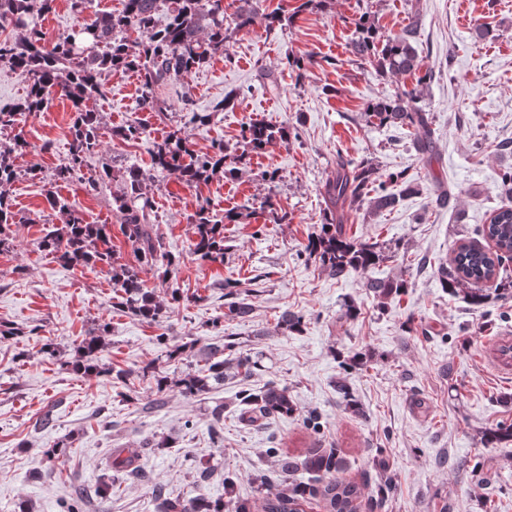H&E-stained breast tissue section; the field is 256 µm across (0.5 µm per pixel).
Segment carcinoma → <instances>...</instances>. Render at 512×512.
<instances>
[{"label":"carcinoma","instance_id":"carcinoma-1","mask_svg":"<svg viewBox=\"0 0 512 512\" xmlns=\"http://www.w3.org/2000/svg\"><path fill=\"white\" fill-rule=\"evenodd\" d=\"M163 0H122V9L112 13L96 14L79 29L62 34L52 43H45L40 31L27 20L31 14V0H0V64L24 72L30 81L28 98L17 111H0V130L11 128L24 112H39L48 107L57 95L72 104L74 120L71 150L67 163L56 169L48 183L46 199L52 209L64 212L68 219L54 227L43 240L50 253L70 266L100 267L112 272L115 305L146 321H160L165 307L153 292L144 288L142 273L147 268L176 267L174 255L165 249L160 236L150 224L151 200L149 190L133 170L126 177L127 192L117 205L119 229L130 246L135 263H121L112 248L111 229L107 224H88L69 202L57 196L53 184L70 181L81 171L87 160L99 152L97 115L86 109V102L103 93L101 76L107 68H127L137 71L142 80L141 105L151 112L166 109L165 102L155 96V88L173 81L206 62L212 52L224 49V0H174L169 21L161 28L155 16ZM236 20L241 26L254 22L253 0H238ZM359 35L350 45V54L362 64H370L385 76L414 74L421 70L422 58L418 52L421 22L412 18L397 37H378L373 21L363 17L357 21ZM134 27L140 37L130 40L125 36ZM430 70L417 80V86L385 99L371 100L365 113L389 126L405 127L413 135V147L432 163L433 129L429 113L418 106ZM242 139L251 150H261L273 141L286 145L298 139V133L289 126L275 127L251 124L244 128ZM155 167L173 171L187 184H197L212 172L224 167V147L199 157H192L189 140L182 128L174 129L169 140L157 147L153 155ZM405 181L404 174L392 172L382 176L368 161L355 162L340 159L336 174L324 184L326 209L321 232L308 239L305 252L314 258L323 270L342 277L349 272L365 274L381 262L394 258L397 252L378 240H358L343 231L344 213L337 205L346 200L362 203L370 198L371 209L377 212L394 210L401 195L389 185ZM18 213L10 200L0 194V247L7 243L5 232L19 223ZM195 238L192 252L206 263H224V217L214 213L206 204H200L193 215ZM480 236L493 244L487 248L476 240L460 238L455 241L450 261L437 262V276L441 288L455 295L464 286H470L466 295L469 305L478 309L487 301L483 285L490 283L497 294L512 295V277L506 273V263L512 261V207L495 208L482 225ZM241 284L224 281V306L228 313L245 319L252 312L248 299L241 296ZM365 287L381 300L405 293L409 283L403 278L380 279L369 277ZM302 316L285 310L276 322L281 332L298 333ZM238 343L230 336L220 344H210L202 363L187 374L180 386L186 396H202L224 384V380L247 381L258 369L257 362L247 353L234 358L225 352L234 351ZM81 363L77 370L99 376L125 379L127 372L95 363L103 350L99 336L84 338L79 346ZM239 417L256 426H263L276 417L293 413L294 405L288 388L270 382L260 389L242 388L235 397ZM210 436L217 446H224V405L214 411ZM268 452L277 459L279 471L287 475L300 469L314 476V481H295L281 492L267 495L261 504L262 512H305V506L317 501L323 512H361V485L338 477L345 460L335 448H316L299 459L289 456L281 448ZM380 475L379 507L393 489L388 463L376 459ZM112 474L106 475L94 490V495L105 501L115 496L129 473L140 472L129 456L118 451L112 459ZM158 512H225L231 504L234 512H252L249 500L240 496L235 479L224 476V498L198 496L191 500L172 498L160 487L153 488Z\"/></svg>","mask_w":512,"mask_h":512}]
</instances>
